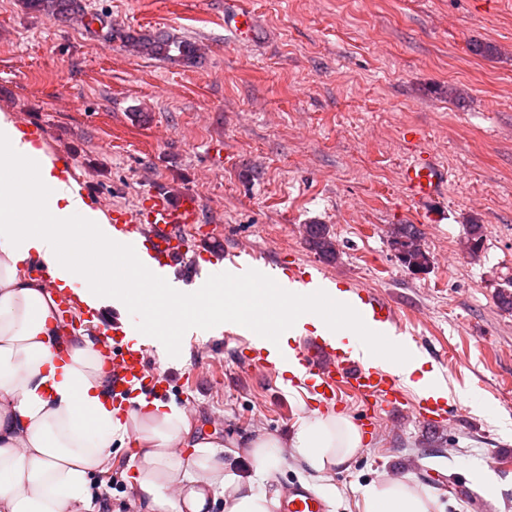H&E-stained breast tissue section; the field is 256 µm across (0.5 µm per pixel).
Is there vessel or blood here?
<instances>
[{"label":"vessel or blood","instance_id":"vessel-or-blood-1","mask_svg":"<svg viewBox=\"0 0 512 512\" xmlns=\"http://www.w3.org/2000/svg\"><path fill=\"white\" fill-rule=\"evenodd\" d=\"M446 171L436 163L417 160L402 171V181L410 202L426 219H433L431 205L447 181ZM201 208L197 198L186 194L176 198L160 192L151 193L142 208L135 211L116 209L112 212L114 230L124 236L139 238L144 252L161 268L183 266L185 273L195 272L200 260L217 261L225 257L211 245L189 244L183 237L184 227L199 223ZM235 267L246 266L239 252L227 255ZM281 277L291 284L307 286L323 279L315 264L292 260L281 263ZM350 293L368 312L371 323L396 325L392 305L381 296L361 287ZM112 386L113 404L123 407L143 392L156 399L165 398L167 383L160 373L152 371L141 349L123 343L125 325L121 318L112 321ZM250 355L243 365L258 371L273 370L268 347L250 345ZM292 358L308 381L318 403L333 405L352 396L372 401L392 412H408L429 425L443 423L448 414L447 402L408 395L398 372L380 362L368 361L360 347H339L320 335L300 338L292 347ZM281 512H324V503L304 485L293 486Z\"/></svg>","mask_w":512,"mask_h":512}]
</instances>
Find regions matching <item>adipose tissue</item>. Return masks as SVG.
I'll use <instances>...</instances> for the list:
<instances>
[{
    "label": "adipose tissue",
    "mask_w": 512,
    "mask_h": 512,
    "mask_svg": "<svg viewBox=\"0 0 512 512\" xmlns=\"http://www.w3.org/2000/svg\"><path fill=\"white\" fill-rule=\"evenodd\" d=\"M89 235L98 281L85 280L82 256L70 239ZM71 290L89 310L120 308L130 339L213 336L228 320L252 340L277 327L273 359L306 329L325 334L338 294L319 299L297 288L245 287L223 264L209 266L188 288L160 274L137 239L114 250L112 226L67 181L56 159L0 112V512H104L109 502L94 476L112 468V447L127 453L126 486L139 512H278L284 489L266 479L297 461L311 487L335 499L332 473L364 447L352 419L313 411L290 439L266 433L244 440L250 473L241 476L231 449L197 437L176 403L138 397L134 407L112 406V370L85 334H66L54 290ZM336 345L364 344L396 362L404 381L429 388L435 376L424 357H410L353 323L339 326ZM360 512H443L430 489L410 478L382 476L359 487Z\"/></svg>",
    "instance_id": "ef3b65f1"
}]
</instances>
